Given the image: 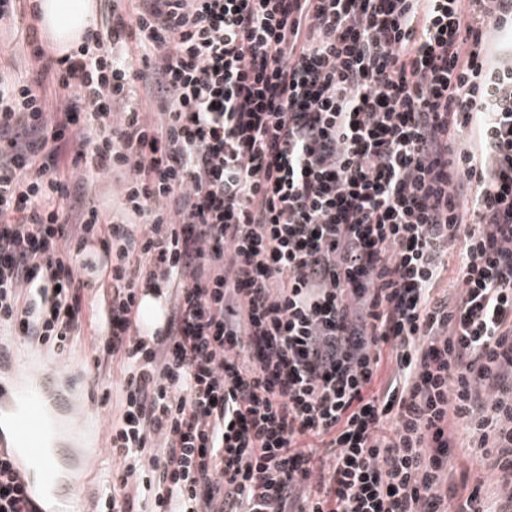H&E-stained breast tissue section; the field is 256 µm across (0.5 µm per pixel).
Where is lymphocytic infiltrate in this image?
<instances>
[{"instance_id": "lymphocytic-infiltrate-1", "label": "lymphocytic infiltrate", "mask_w": 512, "mask_h": 512, "mask_svg": "<svg viewBox=\"0 0 512 512\" xmlns=\"http://www.w3.org/2000/svg\"><path fill=\"white\" fill-rule=\"evenodd\" d=\"M132 13L34 50L54 98L0 70V325L56 354L101 325L99 512H498L448 469L462 424L512 490V0ZM70 142L126 220L85 206ZM0 512H28L6 453Z\"/></svg>"}]
</instances>
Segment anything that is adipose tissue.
Returning a JSON list of instances; mask_svg holds the SVG:
<instances>
[{
  "mask_svg": "<svg viewBox=\"0 0 512 512\" xmlns=\"http://www.w3.org/2000/svg\"><path fill=\"white\" fill-rule=\"evenodd\" d=\"M38 27L56 56L75 53L97 23L96 0H32Z\"/></svg>",
  "mask_w": 512,
  "mask_h": 512,
  "instance_id": "obj_1",
  "label": "adipose tissue"
}]
</instances>
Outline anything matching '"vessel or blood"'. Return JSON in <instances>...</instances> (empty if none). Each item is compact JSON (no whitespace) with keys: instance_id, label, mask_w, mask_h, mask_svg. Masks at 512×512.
Instances as JSON below:
<instances>
[{"instance_id":"b4317fda","label":"vessel or blood","mask_w":512,"mask_h":512,"mask_svg":"<svg viewBox=\"0 0 512 512\" xmlns=\"http://www.w3.org/2000/svg\"><path fill=\"white\" fill-rule=\"evenodd\" d=\"M21 340L0 344V440H9L13 460H39L48 439L66 431L70 439L59 448L73 477H82L99 453L98 442L87 440L80 406L95 401L84 386L85 369L59 373L50 365L32 367L21 349ZM29 512H72L70 488L61 484L55 467L26 471L21 475Z\"/></svg>"}]
</instances>
